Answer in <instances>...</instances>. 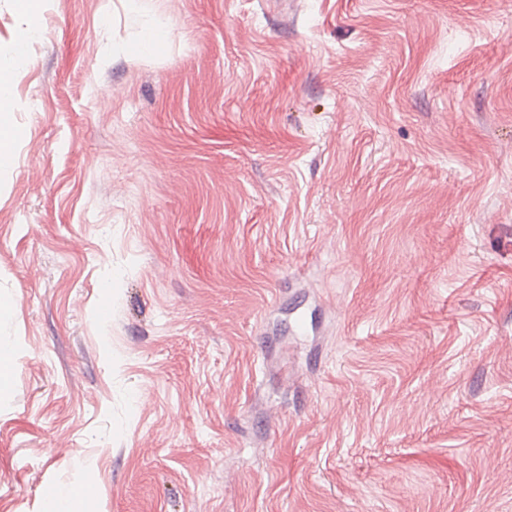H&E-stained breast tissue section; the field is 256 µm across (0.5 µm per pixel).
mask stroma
Here are the masks:
<instances>
[{"mask_svg": "<svg viewBox=\"0 0 512 512\" xmlns=\"http://www.w3.org/2000/svg\"><path fill=\"white\" fill-rule=\"evenodd\" d=\"M38 19L0 512H512V0Z\"/></svg>", "mask_w": 512, "mask_h": 512, "instance_id": "35a3bbf8", "label": "stroma"}]
</instances>
